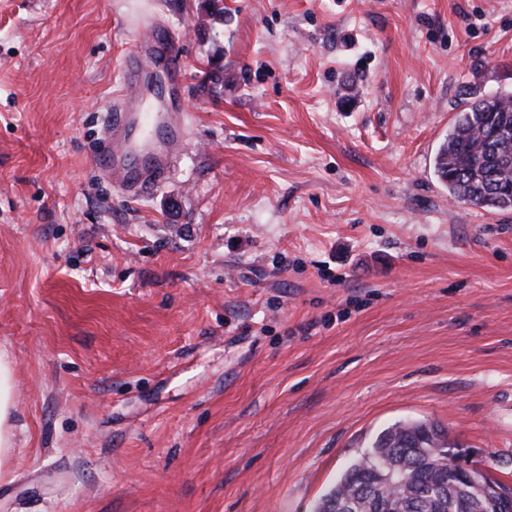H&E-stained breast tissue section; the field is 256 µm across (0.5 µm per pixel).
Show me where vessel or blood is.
Masks as SVG:
<instances>
[{
	"label": "vessel or blood",
	"instance_id": "vessel-or-blood-1",
	"mask_svg": "<svg viewBox=\"0 0 512 512\" xmlns=\"http://www.w3.org/2000/svg\"><path fill=\"white\" fill-rule=\"evenodd\" d=\"M141 32L138 51L124 62V88L114 100L106 148L98 157L101 172L132 193L163 176L171 152L186 134L185 123L172 114L126 104L127 98L141 95V51L163 62L173 86L184 83L185 67L174 33L157 26L142 27Z\"/></svg>",
	"mask_w": 512,
	"mask_h": 512
}]
</instances>
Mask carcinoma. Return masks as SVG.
Wrapping results in <instances>:
<instances>
[{
  "mask_svg": "<svg viewBox=\"0 0 512 512\" xmlns=\"http://www.w3.org/2000/svg\"><path fill=\"white\" fill-rule=\"evenodd\" d=\"M451 197L512 209V94L480 96L457 113L434 159ZM448 432L428 421L383 429L315 506V512H512L496 505L482 471L448 466Z\"/></svg>",
  "mask_w": 512,
  "mask_h": 512,
  "instance_id": "1",
  "label": "carcinoma"
}]
</instances>
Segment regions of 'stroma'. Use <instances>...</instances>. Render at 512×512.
Returning a JSON list of instances; mask_svg holds the SVG:
<instances>
[{"mask_svg":"<svg viewBox=\"0 0 512 512\" xmlns=\"http://www.w3.org/2000/svg\"><path fill=\"white\" fill-rule=\"evenodd\" d=\"M144 20L189 134L128 194ZM495 92L512 0H0V512H312L401 420L511 480L512 210L433 170ZM142 36L138 48L148 51L155 59L162 61L174 87H182L185 78V67L179 54L176 37L173 32L157 26L139 27ZM140 62L138 50L125 59L124 88L115 97L106 148L97 160L101 172L132 193L163 176L171 152L187 129L184 119L141 108ZM128 97L136 100L132 108L126 106ZM14 399V385L11 369L7 363L0 359V455L6 454L11 444V434L6 426L12 402Z\"/></svg>","mask_w":512,"mask_h":512,"instance_id":"obj_1","label":"stroma"}]
</instances>
